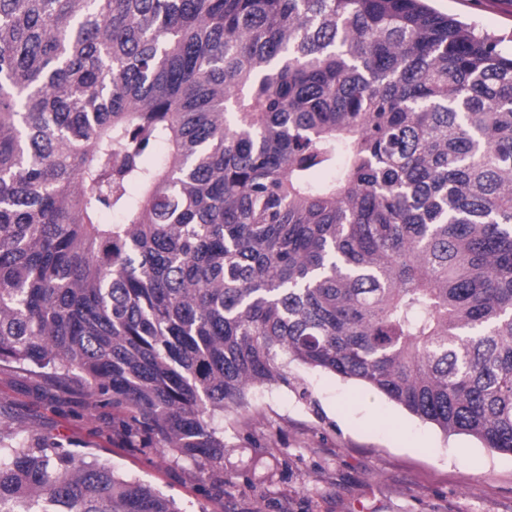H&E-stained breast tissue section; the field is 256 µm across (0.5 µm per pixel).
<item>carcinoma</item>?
Listing matches in <instances>:
<instances>
[{"instance_id":"1","label":"carcinoma","mask_w":512,"mask_h":512,"mask_svg":"<svg viewBox=\"0 0 512 512\" xmlns=\"http://www.w3.org/2000/svg\"><path fill=\"white\" fill-rule=\"evenodd\" d=\"M292 362L512 455V36L425 0H0V363L209 469ZM0 512L181 510L17 431Z\"/></svg>"}]
</instances>
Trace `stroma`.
I'll list each match as a JSON object with an SVG mask.
<instances>
[{
	"label": "stroma",
	"instance_id": "1",
	"mask_svg": "<svg viewBox=\"0 0 512 512\" xmlns=\"http://www.w3.org/2000/svg\"><path fill=\"white\" fill-rule=\"evenodd\" d=\"M478 30L512 35V0H430ZM298 385L254 390L224 414V461L200 470L127 431L79 383L0 364V430L109 460L181 512H512V456L448 435L386 397L290 364Z\"/></svg>",
	"mask_w": 512,
	"mask_h": 512
}]
</instances>
